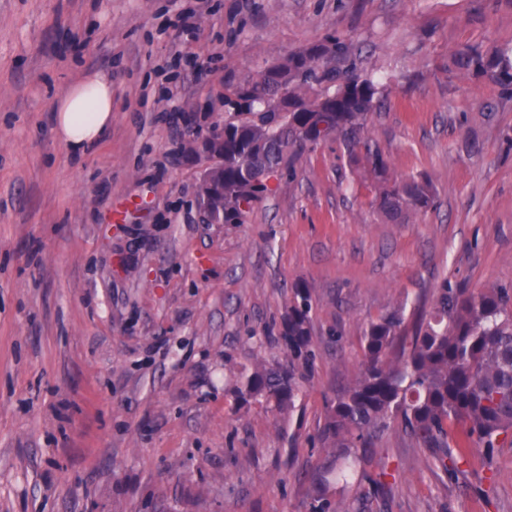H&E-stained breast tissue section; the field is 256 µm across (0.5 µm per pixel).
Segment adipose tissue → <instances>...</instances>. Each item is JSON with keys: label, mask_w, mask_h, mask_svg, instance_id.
<instances>
[{"label": "adipose tissue", "mask_w": 512, "mask_h": 512, "mask_svg": "<svg viewBox=\"0 0 512 512\" xmlns=\"http://www.w3.org/2000/svg\"><path fill=\"white\" fill-rule=\"evenodd\" d=\"M54 111L58 138L70 152H82L112 122V84L104 75H86L56 102Z\"/></svg>", "instance_id": "ef3b65f1"}]
</instances>
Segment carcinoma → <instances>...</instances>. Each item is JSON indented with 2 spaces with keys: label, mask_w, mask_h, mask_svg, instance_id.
Here are the masks:
<instances>
[{
  "label": "carcinoma",
  "mask_w": 512,
  "mask_h": 512,
  "mask_svg": "<svg viewBox=\"0 0 512 512\" xmlns=\"http://www.w3.org/2000/svg\"><path fill=\"white\" fill-rule=\"evenodd\" d=\"M448 72L484 79L512 91V46L491 50L462 46L448 58ZM383 85L357 73L349 46L328 37L292 51L248 79L226 87L224 106V223L242 224L269 193V178L287 167L291 152L336 137L353 151L367 131V116L380 103ZM282 99L287 108L270 101ZM366 161L380 186L385 218L405 223L427 210L434 186L423 175L394 177L381 151ZM307 296L288 308L281 340L288 355L308 362L311 330ZM294 366L256 367L236 387L237 396L264 399L279 410L293 404ZM392 417L428 448L444 449L439 462L453 472L469 464L471 449L449 450L448 426L490 452L512 438V299L497 288L466 292L439 285L428 311L407 322L401 310L371 322L354 383L328 406L326 428L332 460L316 481L310 512H341L338 487L359 479L352 449L364 446Z\"/></svg>",
  "instance_id": "obj_1"
}]
</instances>
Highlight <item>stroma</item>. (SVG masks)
<instances>
[{"instance_id": "obj_1", "label": "stroma", "mask_w": 512, "mask_h": 512, "mask_svg": "<svg viewBox=\"0 0 512 512\" xmlns=\"http://www.w3.org/2000/svg\"><path fill=\"white\" fill-rule=\"evenodd\" d=\"M194 5L0 0V512H309L367 324L445 280L512 292V96L448 72L461 46L512 42V0H209L171 52ZM329 36L383 84L368 136L431 178L433 207L388 223L332 137L246 223H207L183 143L223 127L226 84ZM99 71L112 125L74 154L53 105ZM300 289L314 360L294 407L241 402V373L288 364ZM438 454L388 420L343 512H512V446L453 476Z\"/></svg>"}]
</instances>
